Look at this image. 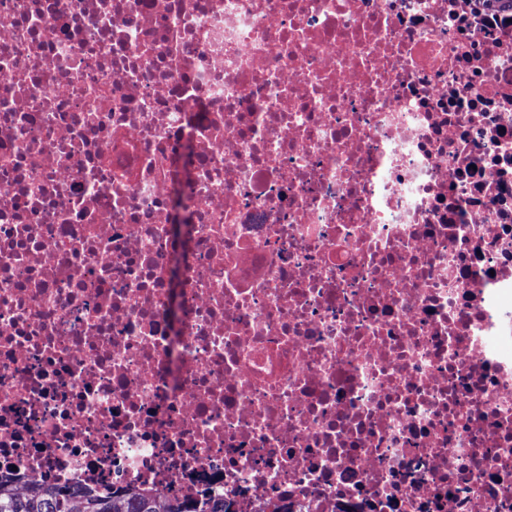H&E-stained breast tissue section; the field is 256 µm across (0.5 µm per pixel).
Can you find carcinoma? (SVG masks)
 I'll use <instances>...</instances> for the list:
<instances>
[{"label":"carcinoma","instance_id":"obj_1","mask_svg":"<svg viewBox=\"0 0 512 512\" xmlns=\"http://www.w3.org/2000/svg\"><path fill=\"white\" fill-rule=\"evenodd\" d=\"M0 512H226L224 503L201 501L188 510L177 501L146 493L121 494L32 484L21 493L0 478Z\"/></svg>","mask_w":512,"mask_h":512}]
</instances>
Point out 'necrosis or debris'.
I'll return each instance as SVG.
<instances>
[{
	"label": "necrosis or debris",
	"instance_id": "4bbe7bcc",
	"mask_svg": "<svg viewBox=\"0 0 512 512\" xmlns=\"http://www.w3.org/2000/svg\"><path fill=\"white\" fill-rule=\"evenodd\" d=\"M0 463L512 512V9L0 0Z\"/></svg>",
	"mask_w": 512,
	"mask_h": 512
}]
</instances>
